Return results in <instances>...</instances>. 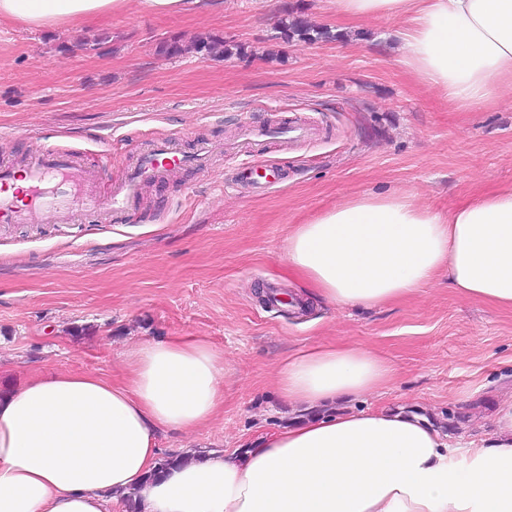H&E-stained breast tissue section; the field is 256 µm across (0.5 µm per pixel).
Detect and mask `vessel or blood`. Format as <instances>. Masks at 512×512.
<instances>
[{"label": "vessel or blood", "mask_w": 512, "mask_h": 512, "mask_svg": "<svg viewBox=\"0 0 512 512\" xmlns=\"http://www.w3.org/2000/svg\"><path fill=\"white\" fill-rule=\"evenodd\" d=\"M308 134V128L295 125L277 131L258 126L247 129L248 139L257 145L275 136L300 139ZM214 150L207 140L184 152L171 138L151 139L130 173L105 198L97 190L100 170L83 166L66 152L36 149L21 167L0 161V224H77L90 214L109 222L127 217L140 207L147 186L163 182L185 166H207Z\"/></svg>", "instance_id": "obj_1"}]
</instances>
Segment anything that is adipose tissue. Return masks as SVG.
<instances>
[{
    "label": "adipose tissue",
    "mask_w": 512,
    "mask_h": 512,
    "mask_svg": "<svg viewBox=\"0 0 512 512\" xmlns=\"http://www.w3.org/2000/svg\"><path fill=\"white\" fill-rule=\"evenodd\" d=\"M125 0H0V20L82 26ZM346 20H396L399 64L456 111L512 91V0H336ZM288 263L329 304L415 299L439 279L512 312V187L444 212L412 193L363 194L293 225ZM222 351L200 337L130 350L121 376L32 374L0 385V512H512V401L485 437L451 441L387 407L338 412L395 370L376 347L320 343L286 358L278 390L292 426L244 450L161 467L159 434L191 432L229 395Z\"/></svg>",
    "instance_id": "obj_1"
}]
</instances>
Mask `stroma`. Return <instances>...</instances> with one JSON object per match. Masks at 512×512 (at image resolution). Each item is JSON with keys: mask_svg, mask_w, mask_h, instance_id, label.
Here are the masks:
<instances>
[{"mask_svg": "<svg viewBox=\"0 0 512 512\" xmlns=\"http://www.w3.org/2000/svg\"><path fill=\"white\" fill-rule=\"evenodd\" d=\"M301 8L338 41H283L277 25ZM393 24L345 22L336 0H209L179 15L126 0L81 30L0 24V155L37 146L106 167L108 195L153 137L235 147L203 170L148 189L130 220L81 227L33 224L0 232V368L117 375L127 352L164 336H200L224 354V409L193 432L162 431V456L232 450L292 422L277 393L283 359L322 341L381 349L396 375L368 402L447 426L452 440L488 433L512 400V312L452 292L339 308L309 297L288 264L292 225L343 199L412 192L450 210L476 192L512 185V94L470 112L416 82L398 63ZM104 36L98 49L77 37ZM214 37L230 57H165L157 44ZM275 119L316 128L257 148L246 124ZM266 159L287 179L261 191L239 182Z\"/></svg>", "mask_w": 512, "mask_h": 512, "instance_id": "35a3bbf8", "label": "stroma"}]
</instances>
